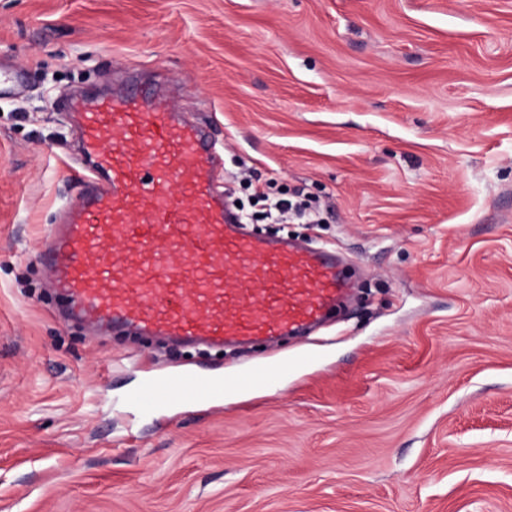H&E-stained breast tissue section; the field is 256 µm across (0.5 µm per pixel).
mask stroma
Masks as SVG:
<instances>
[{"instance_id":"stroma-1","label":"stroma","mask_w":512,"mask_h":512,"mask_svg":"<svg viewBox=\"0 0 512 512\" xmlns=\"http://www.w3.org/2000/svg\"><path fill=\"white\" fill-rule=\"evenodd\" d=\"M1 55L0 512H512V0H0ZM163 80L252 230L344 260L320 329L217 351L57 318L37 242L81 179L54 102ZM271 188L322 223L260 219ZM277 370L254 369L237 374L229 381L212 376L177 373L149 379L129 398V402L144 411L158 409L164 402L207 404L224 397V388L230 385L239 391L259 388L271 381Z\"/></svg>"}]
</instances>
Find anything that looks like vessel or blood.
I'll use <instances>...</instances> for the list:
<instances>
[{
    "instance_id": "b4317fda",
    "label": "vessel or blood",
    "mask_w": 512,
    "mask_h": 512,
    "mask_svg": "<svg viewBox=\"0 0 512 512\" xmlns=\"http://www.w3.org/2000/svg\"><path fill=\"white\" fill-rule=\"evenodd\" d=\"M65 109L81 134L84 189L47 227L37 259L67 321L220 346L305 331L351 288L335 253L244 229L216 188L213 127L176 112L166 93L84 95ZM275 374L163 375L130 402L207 404Z\"/></svg>"
}]
</instances>
